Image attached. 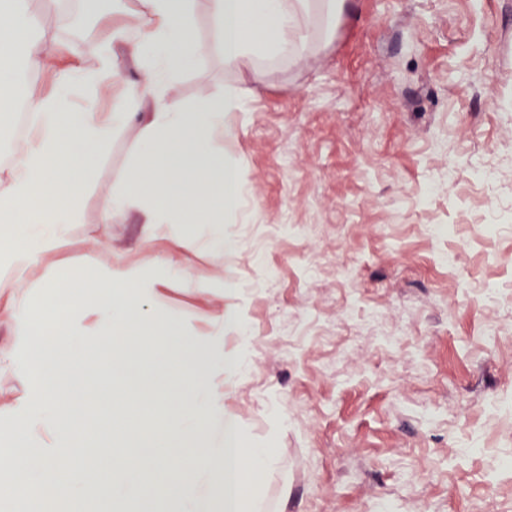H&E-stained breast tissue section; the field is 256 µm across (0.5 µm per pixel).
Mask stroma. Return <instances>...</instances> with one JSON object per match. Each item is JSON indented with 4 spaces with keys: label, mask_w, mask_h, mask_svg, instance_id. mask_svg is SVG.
I'll list each match as a JSON object with an SVG mask.
<instances>
[{
    "label": "stroma",
    "mask_w": 512,
    "mask_h": 512,
    "mask_svg": "<svg viewBox=\"0 0 512 512\" xmlns=\"http://www.w3.org/2000/svg\"><path fill=\"white\" fill-rule=\"evenodd\" d=\"M60 70L125 15L27 0ZM209 47L170 94L196 104L235 85L245 102L229 148L248 194L230 258L130 211L99 221V196L136 157L141 125L115 131L68 244L0 293V427L25 421L33 393L26 331L10 315L46 278L84 259L158 279L189 332L213 333L234 305L251 366L224 406L276 460L256 512H512V0H348L301 21V59H258L260 77ZM498 167L491 184L473 168ZM457 228L435 238L429 225Z\"/></svg>",
    "instance_id": "stroma-1"
}]
</instances>
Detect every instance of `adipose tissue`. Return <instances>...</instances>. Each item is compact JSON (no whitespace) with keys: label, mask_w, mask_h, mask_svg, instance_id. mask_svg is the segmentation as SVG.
<instances>
[{"label":"adipose tissue","mask_w":512,"mask_h":512,"mask_svg":"<svg viewBox=\"0 0 512 512\" xmlns=\"http://www.w3.org/2000/svg\"><path fill=\"white\" fill-rule=\"evenodd\" d=\"M209 19L225 65L254 70L259 54H302L298 20L314 0H207ZM127 21L113 29L111 44L88 41L79 54L89 68L52 70L54 40L34 35L24 0H0V130L11 128L21 71L42 75L54 94L30 100L37 120L18 150V159L0 183V245L11 252L0 264V292L16 287L32 255L53 253L67 244L82 192L92 179L113 131L140 119L144 137L137 159L123 172L119 188L101 197L99 221L112 224L133 209L143 221L164 227L181 240L195 238L205 225L213 250L233 256L238 243L224 231V216L238 209L247 193L229 153L216 139H233V113L243 102L236 86L223 95L203 96L189 106L172 97V80L196 68L206 47L197 36L196 0H139L128 7L115 0ZM138 68L126 76L124 61ZM117 89L112 109H98V97L82 106L67 100L73 82Z\"/></svg>","instance_id":"1"}]
</instances>
